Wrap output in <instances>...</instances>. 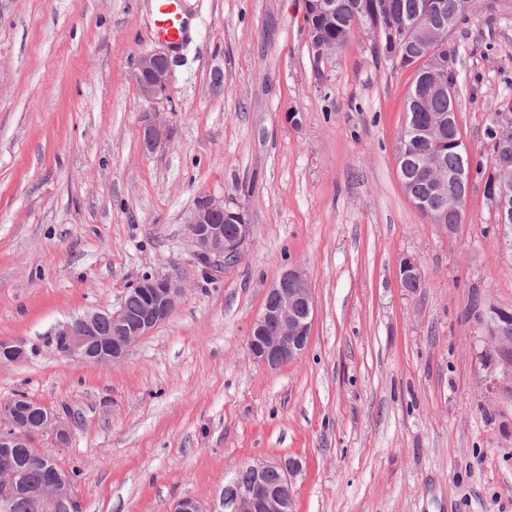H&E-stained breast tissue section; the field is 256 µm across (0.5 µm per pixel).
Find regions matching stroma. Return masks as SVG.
<instances>
[{
    "mask_svg": "<svg viewBox=\"0 0 512 512\" xmlns=\"http://www.w3.org/2000/svg\"><path fill=\"white\" fill-rule=\"evenodd\" d=\"M305 0H183L168 42L155 0H14L0 18V402L22 392L78 411L69 446L36 449L83 512H224L246 461L301 460L295 512H512V396L473 294L512 306V247L472 176L453 237L399 180L395 146L410 71L359 28L314 65ZM456 114L490 165L492 104L512 102V0H480L451 37ZM173 61L167 99L144 100L141 55ZM159 114L170 148L145 152ZM245 209L233 267L202 277L186 218L199 196ZM423 283L399 284L404 257ZM300 266L315 300L304 355L254 362L246 336L267 287ZM146 274L185 292L122 361L57 357L54 330L118 306ZM180 0H158L155 25L173 44L180 43L187 34V21Z\"/></svg>",
    "mask_w": 512,
    "mask_h": 512,
    "instance_id": "35a3bbf8",
    "label": "stroma"
}]
</instances>
